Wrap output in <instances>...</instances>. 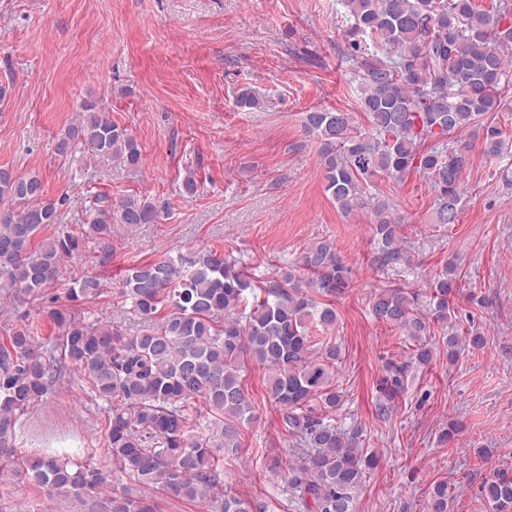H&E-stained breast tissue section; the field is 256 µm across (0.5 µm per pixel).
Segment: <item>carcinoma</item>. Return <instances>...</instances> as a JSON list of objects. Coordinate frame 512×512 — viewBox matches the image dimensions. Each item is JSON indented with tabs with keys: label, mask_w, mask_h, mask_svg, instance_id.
<instances>
[{
	"label": "carcinoma",
	"mask_w": 512,
	"mask_h": 512,
	"mask_svg": "<svg viewBox=\"0 0 512 512\" xmlns=\"http://www.w3.org/2000/svg\"><path fill=\"white\" fill-rule=\"evenodd\" d=\"M350 23L347 53L359 72V101L367 126L350 112L306 113L304 129L316 138L325 166V191L344 212L365 203L373 179L403 180L422 173L434 194L436 224H453L470 152L488 159L503 154L506 140L491 114L512 94V0L489 10L474 0H341ZM83 150L106 160L119 157L130 169L141 148L127 129L92 101L80 118L56 136L54 151L68 158ZM62 199L46 195L37 173L0 167V279L14 298L32 304L47 298L60 264L83 255L86 240L111 248L112 224H155L160 212L146 199L115 203L91 197V222L74 235L58 231ZM374 262L404 259L402 224L392 205L370 203ZM183 270L169 258L131 267L123 297L141 320L123 332L89 323L66 307L43 312L61 333L39 343L19 328L0 348V460L49 492L103 500L104 512H159L151 489L209 501L213 512H256L254 504L224 485V459L243 448L242 431L255 406L245 389V361L268 371V398L292 440L294 460L276 456L267 471L282 475L296 512H355V494L379 457L362 450L361 429L337 419L343 406L338 363L341 347L331 337L338 315L334 300L349 285V269L328 242L310 245L300 263L259 280L228 255L201 249ZM458 288L450 264L430 281L429 315L417 293L385 285L371 296L374 317L412 341L409 351L384 358L376 410H395L411 372L436 358L426 339L430 324L448 326ZM100 292L93 276L72 280L66 295L76 302ZM482 334L467 329L448 337V363L461 345L480 347ZM73 367L94 401L107 405V447L77 453L44 449L14 459L20 419L38 406ZM112 463L129 485L107 489L96 454ZM448 480L427 490L426 512H448ZM492 512H512V470L496 468L479 486Z\"/></svg>",
	"instance_id": "cac0c4a2"
}]
</instances>
